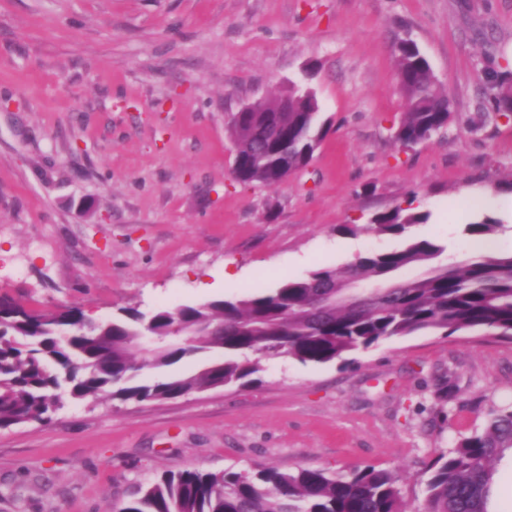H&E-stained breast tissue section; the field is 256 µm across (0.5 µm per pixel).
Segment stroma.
I'll list each match as a JSON object with an SVG mask.
<instances>
[{"label": "stroma", "instance_id": "1", "mask_svg": "<svg viewBox=\"0 0 512 512\" xmlns=\"http://www.w3.org/2000/svg\"><path fill=\"white\" fill-rule=\"evenodd\" d=\"M411 37L452 100L447 130L404 147L393 45ZM512 0H0V297L27 310L266 292L399 248L371 218L416 194L441 262L512 251ZM311 88L328 132L274 187L231 174L228 126L259 97ZM477 198L459 207L464 190ZM357 233H350V226ZM457 396L435 399L440 375ZM512 405V342L393 337L348 361L265 360L241 385L167 400L65 398L0 429V512H112L168 471L366 466L418 507L427 466Z\"/></svg>", "mask_w": 512, "mask_h": 512}]
</instances>
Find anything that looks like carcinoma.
I'll return each mask as SVG.
<instances>
[{"instance_id":"1","label":"carcinoma","mask_w":512,"mask_h":512,"mask_svg":"<svg viewBox=\"0 0 512 512\" xmlns=\"http://www.w3.org/2000/svg\"><path fill=\"white\" fill-rule=\"evenodd\" d=\"M393 52L405 100L394 138L412 146L447 127L451 98L414 41L397 40ZM280 107L281 98H266L261 111L232 117L229 136L240 147L236 181L278 185L312 158L327 132L315 94L294 88L288 111ZM495 112L512 120L511 89L495 97ZM429 217L397 205L372 217L370 228L404 235ZM497 228L491 218L466 225L473 237ZM443 252L431 239L408 237L399 249L320 268L266 293L161 306L149 316L124 308L91 330L82 326L79 307L36 312L1 298L0 428L49 419L62 406L64 383L73 397L165 400L240 384L262 370L264 359L325 364L397 336L483 331L512 342V251L446 264L438 262ZM414 267L422 272L402 276ZM196 355L206 359L194 373L138 379L143 370ZM511 450L512 407L492 409L482 430L431 461L420 512H491L494 464ZM399 482L373 466L348 476L318 468L185 469L163 475L119 512H408Z\"/></svg>"}]
</instances>
